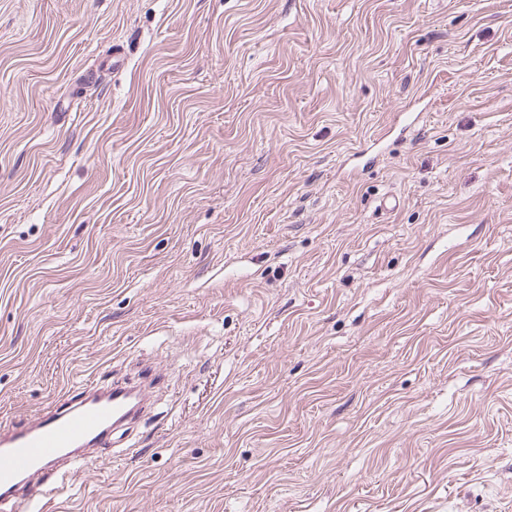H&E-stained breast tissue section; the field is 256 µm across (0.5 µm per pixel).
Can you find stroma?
<instances>
[{
  "label": "stroma",
  "instance_id": "stroma-1",
  "mask_svg": "<svg viewBox=\"0 0 512 512\" xmlns=\"http://www.w3.org/2000/svg\"><path fill=\"white\" fill-rule=\"evenodd\" d=\"M144 374L41 512H512V0H0V427Z\"/></svg>",
  "mask_w": 512,
  "mask_h": 512
}]
</instances>
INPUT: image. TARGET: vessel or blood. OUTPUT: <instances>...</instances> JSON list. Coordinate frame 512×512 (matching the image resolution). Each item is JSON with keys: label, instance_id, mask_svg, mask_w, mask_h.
<instances>
[{"label": "vessel or blood", "instance_id": "vessel-or-blood-1", "mask_svg": "<svg viewBox=\"0 0 512 512\" xmlns=\"http://www.w3.org/2000/svg\"><path fill=\"white\" fill-rule=\"evenodd\" d=\"M140 386L91 380L70 388L34 417L0 428V512H18L25 492L40 483L58 491L62 476L92 458L112 455V432L147 407Z\"/></svg>", "mask_w": 512, "mask_h": 512}]
</instances>
